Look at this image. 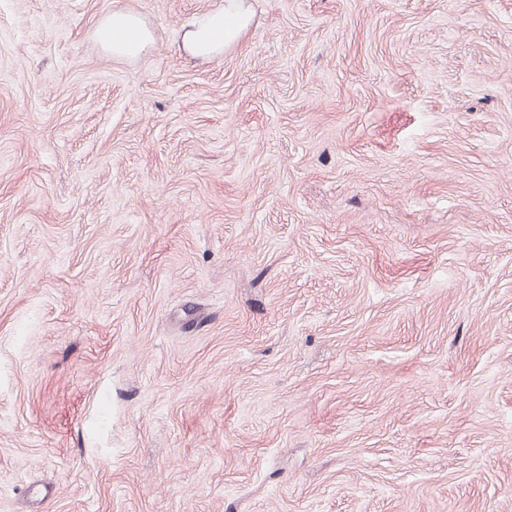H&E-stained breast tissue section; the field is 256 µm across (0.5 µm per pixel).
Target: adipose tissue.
<instances>
[{"label":"adipose tissue","mask_w":512,"mask_h":512,"mask_svg":"<svg viewBox=\"0 0 512 512\" xmlns=\"http://www.w3.org/2000/svg\"><path fill=\"white\" fill-rule=\"evenodd\" d=\"M254 18L250 0H219L185 29L181 47L196 58L210 59L236 46ZM104 50L116 59L150 55L154 37L144 20L129 9L113 10L96 28Z\"/></svg>","instance_id":"1"}]
</instances>
